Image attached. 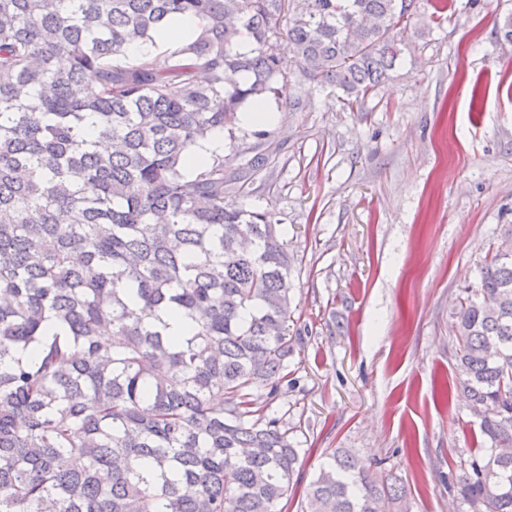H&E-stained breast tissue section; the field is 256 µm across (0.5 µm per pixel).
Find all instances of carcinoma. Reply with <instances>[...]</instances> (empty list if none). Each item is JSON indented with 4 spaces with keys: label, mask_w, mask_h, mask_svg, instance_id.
Listing matches in <instances>:
<instances>
[{
    "label": "carcinoma",
    "mask_w": 512,
    "mask_h": 512,
    "mask_svg": "<svg viewBox=\"0 0 512 512\" xmlns=\"http://www.w3.org/2000/svg\"><path fill=\"white\" fill-rule=\"evenodd\" d=\"M416 4L0 0V512H283L299 454L251 391L273 401L288 377L294 259L272 210L224 202L223 156L186 159L276 95L281 28L301 73L358 107ZM179 16L201 31L162 63L129 58ZM454 337L490 446L453 488L465 512H512V256L491 253ZM301 512L408 506L338 448Z\"/></svg>",
    "instance_id": "cac0c4a2"
}]
</instances>
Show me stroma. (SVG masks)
Instances as JSON below:
<instances>
[{"instance_id": "1", "label": "stroma", "mask_w": 512, "mask_h": 512, "mask_svg": "<svg viewBox=\"0 0 512 512\" xmlns=\"http://www.w3.org/2000/svg\"><path fill=\"white\" fill-rule=\"evenodd\" d=\"M419 0L390 79L349 110L298 68L278 79L257 140L224 153L226 203L273 210L293 271L288 387L255 405L299 450L285 512L335 449L398 476L409 512H462L448 484L481 436L454 392L460 299L512 228V0ZM260 155L259 170L241 168Z\"/></svg>"}]
</instances>
